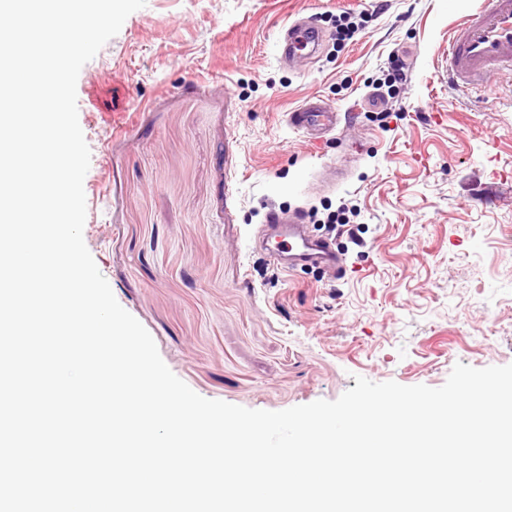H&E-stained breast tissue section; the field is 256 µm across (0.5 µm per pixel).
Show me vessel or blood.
I'll use <instances>...</instances> for the list:
<instances>
[{
	"instance_id": "b4317fda",
	"label": "vessel or blood",
	"mask_w": 512,
	"mask_h": 512,
	"mask_svg": "<svg viewBox=\"0 0 512 512\" xmlns=\"http://www.w3.org/2000/svg\"><path fill=\"white\" fill-rule=\"evenodd\" d=\"M321 38L313 20L293 23L280 36L281 56L290 61L306 59L307 48L317 46ZM445 60L449 85L463 94L495 71H512V0H481L462 16L448 33ZM340 123L336 107L318 100H307L288 114L289 127L313 142L336 131ZM261 234L271 255L288 266L317 265L333 271L340 267L331 242L308 232L303 212H268Z\"/></svg>"
}]
</instances>
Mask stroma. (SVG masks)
Returning <instances> with one entry per match:
<instances>
[{
  "label": "stroma",
  "instance_id": "1",
  "mask_svg": "<svg viewBox=\"0 0 512 512\" xmlns=\"http://www.w3.org/2000/svg\"><path fill=\"white\" fill-rule=\"evenodd\" d=\"M478 3L147 0L82 67L84 242L197 394L279 411L512 364V72L441 79ZM307 16L322 43L281 63ZM312 96L347 115L317 144L286 122ZM297 209L341 274L253 246Z\"/></svg>",
  "mask_w": 512,
  "mask_h": 512
}]
</instances>
